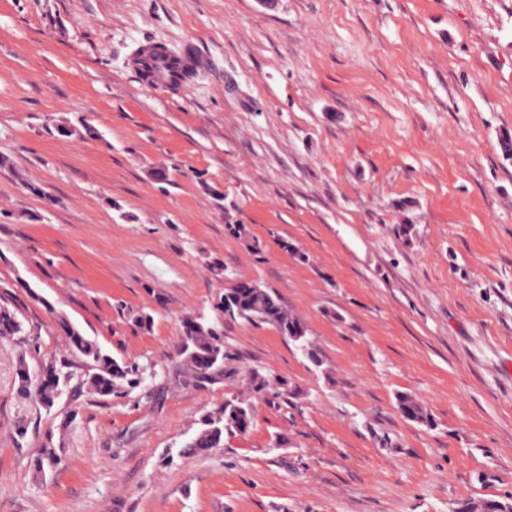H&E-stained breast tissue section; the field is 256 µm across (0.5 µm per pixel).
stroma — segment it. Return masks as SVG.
Instances as JSON below:
<instances>
[{
  "label": "stroma",
  "instance_id": "stroma-1",
  "mask_svg": "<svg viewBox=\"0 0 512 512\" xmlns=\"http://www.w3.org/2000/svg\"><path fill=\"white\" fill-rule=\"evenodd\" d=\"M145 44L192 46L199 79L144 83ZM504 133L512 0H0V305L32 330L0 339V512L512 500ZM215 261L272 289L321 367L224 316ZM189 314L224 327L235 361L213 381L178 354ZM66 321L147 367L142 383L76 385L48 411L22 399L19 361L67 355ZM253 372L288 395L181 454ZM401 393L431 424L400 414Z\"/></svg>",
  "mask_w": 512,
  "mask_h": 512
}]
</instances>
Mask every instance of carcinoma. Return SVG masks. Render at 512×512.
<instances>
[{
	"label": "carcinoma",
	"mask_w": 512,
	"mask_h": 512,
	"mask_svg": "<svg viewBox=\"0 0 512 512\" xmlns=\"http://www.w3.org/2000/svg\"><path fill=\"white\" fill-rule=\"evenodd\" d=\"M133 59L141 78L148 82L156 78L160 67H165L170 73L168 85L174 88L192 82L198 76L200 67L199 60L189 50L168 52L155 46L143 47L135 52ZM219 308L232 319L275 328L292 340L314 365H320L308 339L307 326L288 310L272 290L242 280L240 286L232 289V295L221 296ZM62 325L71 350L87 368L81 377V385L89 391L100 397H110L126 386L134 387L141 382L138 367L112 357L78 326L67 321L62 322ZM182 328L180 355L187 371L199 381L209 380L206 372L214 370L220 373L226 364L233 361L232 353L224 348L222 325L203 317L188 315L182 321ZM28 334L30 331L16 313L0 306V338ZM17 376L19 396L47 411L55 406L73 379L70 363L53 358L40 364L34 371L22 360ZM247 385L251 396L226 401L224 405L206 414L201 420V427L184 442L181 453L203 454L224 447V436L244 435L252 429L255 420L253 399L271 402L283 395L281 388L255 372L250 374ZM397 405L406 419L422 424L431 423V417L424 406L411 395L399 394Z\"/></svg>",
	"instance_id": "1"
}]
</instances>
